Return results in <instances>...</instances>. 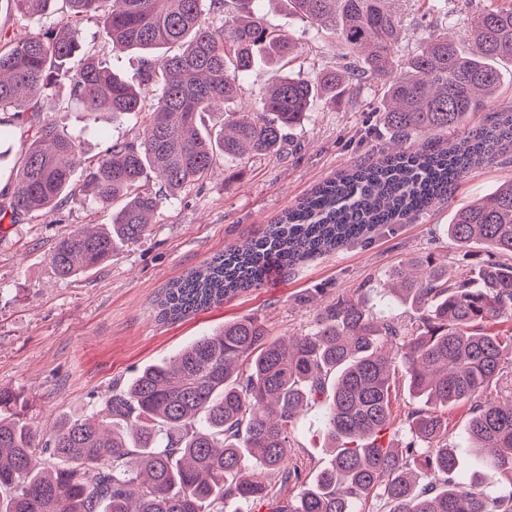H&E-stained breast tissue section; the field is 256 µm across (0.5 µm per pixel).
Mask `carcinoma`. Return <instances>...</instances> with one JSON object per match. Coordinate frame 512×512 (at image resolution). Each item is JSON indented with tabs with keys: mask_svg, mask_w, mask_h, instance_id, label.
Instances as JSON below:
<instances>
[{
	"mask_svg": "<svg viewBox=\"0 0 512 512\" xmlns=\"http://www.w3.org/2000/svg\"><path fill=\"white\" fill-rule=\"evenodd\" d=\"M7 2L34 28L20 40L0 29V141L17 129L24 137L0 223L20 213L49 216L87 193L103 207L123 199L112 223L76 227L56 242L50 262L63 279L138 242L149 215L202 181L217 159L278 151L317 99L334 101L365 83L383 89L380 119L392 136L379 159L324 181L259 236L226 246L172 283L158 302L166 320L261 287L272 259L286 272L364 241L450 201L473 168L512 163V111L466 127L498 92L499 63L512 60V0L467 16V48L427 25L407 55L391 0H284L288 13L330 31L350 54L313 80L274 75L253 116L227 112L213 133L199 127L202 113L234 99L257 63L278 65L298 49L292 36L265 26L262 5L271 0H62L59 19L51 17L57 0ZM91 16L103 18L113 50L141 54L132 80L91 52L83 27ZM172 44L183 50L154 57ZM62 83L89 119L141 115L142 134L84 159L78 139L42 110ZM442 132L460 136L442 148ZM413 138L422 142L409 151ZM152 175L164 191L150 188ZM448 237L507 261H489L465 280L448 277L431 256L396 266L387 275L396 299L420 311L410 326L375 316L353 297L325 307L310 332L286 341L254 318L226 322L143 367L105 409L60 423L45 440L14 410L19 396L0 388V492L9 491L0 512H224L229 500L267 503L271 512H357L372 494L388 512H512V489L484 490L495 474L512 473V383L501 402L474 408L467 440L484 469L476 480L457 478L448 421L433 410L479 397L512 360V336L487 331L512 321V179L459 209ZM398 376L426 405L410 422L420 446L381 442ZM321 398L330 466L286 504L274 503L260 475L284 467L299 410ZM40 453L53 459L42 470Z\"/></svg>",
	"mask_w": 512,
	"mask_h": 512,
	"instance_id": "carcinoma-1",
	"label": "carcinoma"
}]
</instances>
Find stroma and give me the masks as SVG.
<instances>
[{
	"label": "stroma",
	"instance_id": "obj_1",
	"mask_svg": "<svg viewBox=\"0 0 512 512\" xmlns=\"http://www.w3.org/2000/svg\"><path fill=\"white\" fill-rule=\"evenodd\" d=\"M263 14L270 27L298 43L294 73L312 79L338 63L343 50L327 32L280 8L265 7ZM379 97L377 88L365 85L334 103L316 101L277 154L220 161L202 186L181 192L154 213L144 238L95 271L58 278L49 255L65 231L111 223V208L76 201L48 217L35 213L0 224V388L21 395L27 423L46 435L64 418L102 408L140 368L173 356L229 320L257 319L274 338L301 335L311 330L318 311L354 294L375 312L416 322L418 311L382 288L402 259L429 254L459 278L491 260L481 244L457 246L447 229L456 209L512 178V167L499 163L470 171L449 203L273 274L262 288L180 320L159 317L157 301L172 281L227 245L258 236L324 179L371 159L389 139L373 121ZM44 110L79 138L88 158L140 128L134 115L93 122L71 104L64 84L45 99ZM422 406L405 383H397L388 444L400 448L412 441L406 416ZM324 436V409L311 405L297 418L286 463L304 481L330 464Z\"/></svg>",
	"mask_w": 512,
	"mask_h": 512
}]
</instances>
